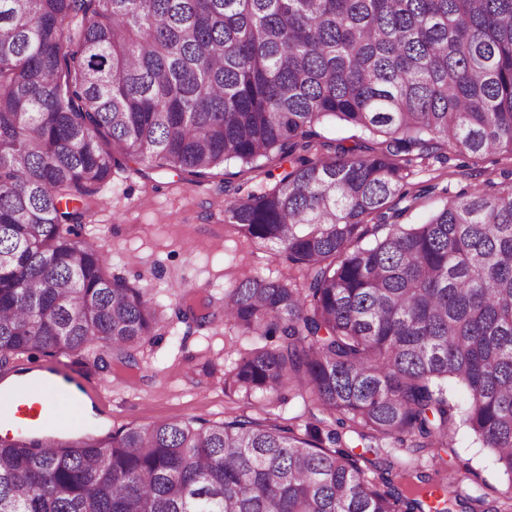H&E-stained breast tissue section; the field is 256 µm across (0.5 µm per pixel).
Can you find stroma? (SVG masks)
<instances>
[{
  "mask_svg": "<svg viewBox=\"0 0 512 512\" xmlns=\"http://www.w3.org/2000/svg\"><path fill=\"white\" fill-rule=\"evenodd\" d=\"M512 168V155L452 157L416 168L409 181L417 199L403 214L405 224H421L446 202L438 189L499 181ZM249 183L265 186V175H251L233 162L221 174L192 184L170 172L148 168L118 170L104 186L102 203L85 227L89 242L105 249L111 271L146 289L159 305L162 327L138 355L134 380L93 368L87 353L54 355L25 353L10 366L11 373L40 369L58 377L64 390L58 396L57 424L94 436L125 426L192 417L220 421L235 415L271 418L278 423L303 416L304 406L292 393L275 403L263 398L242 399L224 391V375L240 355L255 347L214 320L200 328L177 316L180 299L172 283L187 292L211 295L221 301L225 288L248 276L284 277L287 261L269 244L245 240L225 224L224 187ZM84 389L95 405L91 418L76 417L66 393ZM393 460L410 463L436 479L457 474L460 495H484L496 503L512 494V478L497 467L491 453L465 427H457L452 447L411 451L393 448Z\"/></svg>",
  "mask_w": 512,
  "mask_h": 512,
  "instance_id": "stroma-1",
  "label": "stroma"
}]
</instances>
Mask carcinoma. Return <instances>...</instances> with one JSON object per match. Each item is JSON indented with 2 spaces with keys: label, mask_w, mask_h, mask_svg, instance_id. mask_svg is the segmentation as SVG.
<instances>
[{
  "label": "carcinoma",
  "mask_w": 512,
  "mask_h": 512,
  "mask_svg": "<svg viewBox=\"0 0 512 512\" xmlns=\"http://www.w3.org/2000/svg\"><path fill=\"white\" fill-rule=\"evenodd\" d=\"M360 132L327 140V123ZM512 155V0H0V369L91 351L137 366L142 288L84 236L128 162L190 182L282 168L224 222L295 269L180 314L256 346L224 390L288 389L377 447L448 448L456 423L512 477V170L400 224L411 168ZM374 237L367 247L359 242ZM462 387L463 406L448 399ZM412 466L237 415L99 440L0 442V512H450Z\"/></svg>",
  "instance_id": "obj_1"
}]
</instances>
